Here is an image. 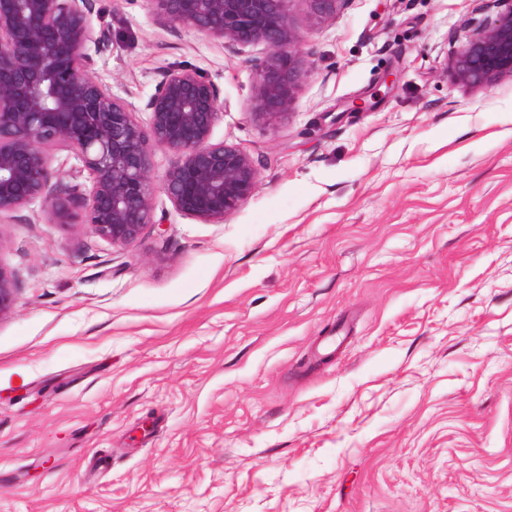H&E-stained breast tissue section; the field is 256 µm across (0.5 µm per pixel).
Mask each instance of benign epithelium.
<instances>
[{"label": "benign epithelium", "instance_id": "benign-epithelium-1", "mask_svg": "<svg viewBox=\"0 0 512 512\" xmlns=\"http://www.w3.org/2000/svg\"><path fill=\"white\" fill-rule=\"evenodd\" d=\"M159 16L232 48L264 44L258 70L261 119L281 118L295 100L299 36L288 0H150ZM480 23L450 59L469 89L512 78V0ZM110 34L95 28L90 0H0V215L44 202L49 224H81L116 247L134 245L154 223L162 191L173 210L201 224H222L255 190L259 171L238 146L212 139L223 115L218 87L201 72L165 73L145 104L112 95L93 72V54ZM172 156L160 179L151 146ZM68 148L89 185H67L49 166L50 151ZM12 271L0 263V320L16 305Z\"/></svg>", "mask_w": 512, "mask_h": 512}]
</instances>
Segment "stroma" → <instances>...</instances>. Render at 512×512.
Wrapping results in <instances>:
<instances>
[{
  "instance_id": "1",
  "label": "stroma",
  "mask_w": 512,
  "mask_h": 512,
  "mask_svg": "<svg viewBox=\"0 0 512 512\" xmlns=\"http://www.w3.org/2000/svg\"><path fill=\"white\" fill-rule=\"evenodd\" d=\"M90 3L137 119L198 70L260 176L221 224L156 194L127 248L0 216V512H512V79L448 70L496 0H289L271 120L265 45ZM17 288L12 271L0 263V319L10 315L16 305Z\"/></svg>"
}]
</instances>
